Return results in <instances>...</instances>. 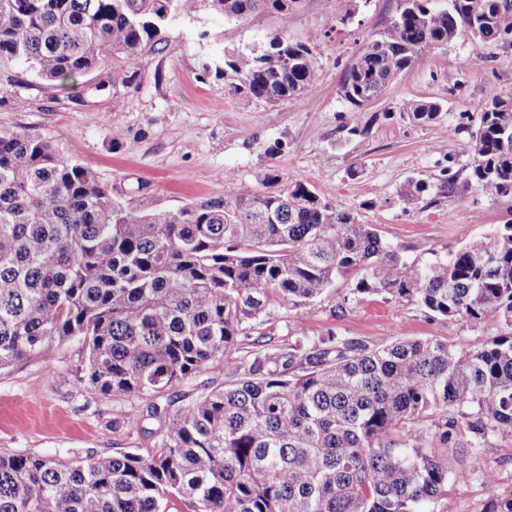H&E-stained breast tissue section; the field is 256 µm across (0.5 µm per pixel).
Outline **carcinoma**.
Wrapping results in <instances>:
<instances>
[{"instance_id": "cac0c4a2", "label": "carcinoma", "mask_w": 512, "mask_h": 512, "mask_svg": "<svg viewBox=\"0 0 512 512\" xmlns=\"http://www.w3.org/2000/svg\"><path fill=\"white\" fill-rule=\"evenodd\" d=\"M512 0H398L397 15L347 67L340 97L361 109L402 71L465 32L512 45ZM301 0H0V62L45 81L97 71L135 80L129 63L183 23L270 11ZM320 35L282 30L224 50L216 70L238 94L300 100ZM436 102L407 99L409 119ZM470 181L512 197V92L487 90L472 133ZM261 189L139 213L88 166L24 132H0V367L75 340L95 396L173 414L156 449L81 462L0 455V512H454L460 458L512 432V224L419 267L302 182L270 167ZM431 186L410 180L416 204ZM344 282L434 315L500 332L478 348L396 338L371 347L329 331L255 349L234 380L177 406L168 391L225 364L241 335ZM458 417H448V408ZM483 512H512L497 475H481Z\"/></svg>"}]
</instances>
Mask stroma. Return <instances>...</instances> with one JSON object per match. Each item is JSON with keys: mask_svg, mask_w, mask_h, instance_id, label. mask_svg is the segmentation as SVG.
<instances>
[{"mask_svg": "<svg viewBox=\"0 0 512 512\" xmlns=\"http://www.w3.org/2000/svg\"><path fill=\"white\" fill-rule=\"evenodd\" d=\"M396 9L397 0H302L284 21L258 12L244 20L184 24L158 50L138 56L136 80L116 95L95 91L96 73L63 87L26 64L1 63L0 131L51 141L61 156L91 167L143 213L254 190L273 166L375 225L386 243L423 266L512 221L511 197L490 198L469 184L471 131L460 118L476 111L488 87L512 91V47L458 35L353 114L339 95L342 76ZM203 27L209 31L204 40ZM282 28L295 41L320 35L317 71L304 98L271 106L229 90L215 70L224 49ZM410 98L439 103L437 118L416 124L400 114ZM358 122L366 132L352 133ZM116 130L121 139L113 138ZM228 170L234 181H225ZM446 170L457 177L452 194L434 189ZM411 179L431 190L408 207L400 194ZM272 316L278 345L332 331L372 347L398 337L477 347L498 332L443 320L388 295L357 296L342 283L302 311L278 307ZM82 359L80 346L67 342L0 367V454L79 462L154 446V438L113 432L126 403L87 392ZM463 465L495 470L500 498L512 499V433L492 438Z\"/></svg>", "mask_w": 512, "mask_h": 512, "instance_id": "1", "label": "stroma"}]
</instances>
